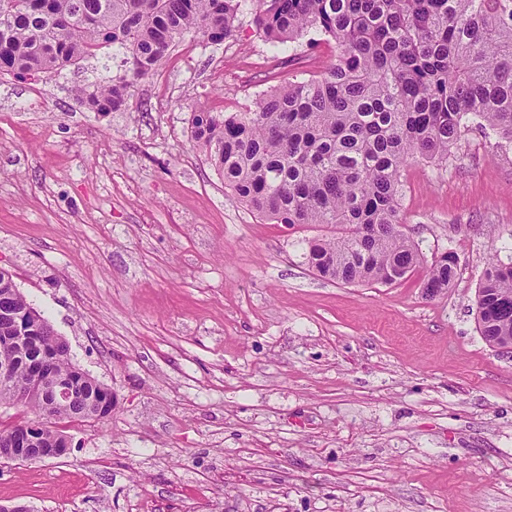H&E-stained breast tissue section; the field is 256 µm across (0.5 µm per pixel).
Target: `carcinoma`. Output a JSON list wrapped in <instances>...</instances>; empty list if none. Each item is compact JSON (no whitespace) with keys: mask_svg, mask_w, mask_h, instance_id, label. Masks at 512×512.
<instances>
[{"mask_svg":"<svg viewBox=\"0 0 512 512\" xmlns=\"http://www.w3.org/2000/svg\"><path fill=\"white\" fill-rule=\"evenodd\" d=\"M0 0V73L51 75L122 50L125 70L111 83L79 90L101 114L122 110L173 43L233 36L242 0ZM255 24L267 41L315 34L334 42L336 61L320 74L290 79L261 93L245 112L193 118L191 137L237 200L287 227L318 226L307 240L313 272L344 285H392L421 267L403 231L400 194L406 168L454 155L472 117L512 144V0H258ZM457 256L448 251L424 271V288L452 287ZM0 270V336L30 306ZM480 335L512 340V262L493 258L475 298ZM36 341L1 348L28 363L58 355L40 377L77 380L81 394L52 410L44 448H67L62 421L105 418L88 409L97 387L79 379L50 322L37 314Z\"/></svg>","mask_w":512,"mask_h":512,"instance_id":"obj_1","label":"carcinoma"}]
</instances>
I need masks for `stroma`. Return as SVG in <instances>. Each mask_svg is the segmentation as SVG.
Segmentation results:
<instances>
[{
    "instance_id": "obj_1",
    "label": "stroma",
    "mask_w": 512,
    "mask_h": 512,
    "mask_svg": "<svg viewBox=\"0 0 512 512\" xmlns=\"http://www.w3.org/2000/svg\"><path fill=\"white\" fill-rule=\"evenodd\" d=\"M244 0L232 38L185 36L102 115L104 56L0 74V268L109 386L101 420L64 424L67 455L0 459V504L31 512H512V358L477 330L491 254L512 256V145L470 124L445 164L403 177L432 295L322 279L311 226L258 218L191 138L321 72L333 45L272 47ZM457 256L454 252L448 251L439 257L424 271L423 284L424 288L432 293H439L451 288L457 270Z\"/></svg>"
}]
</instances>
